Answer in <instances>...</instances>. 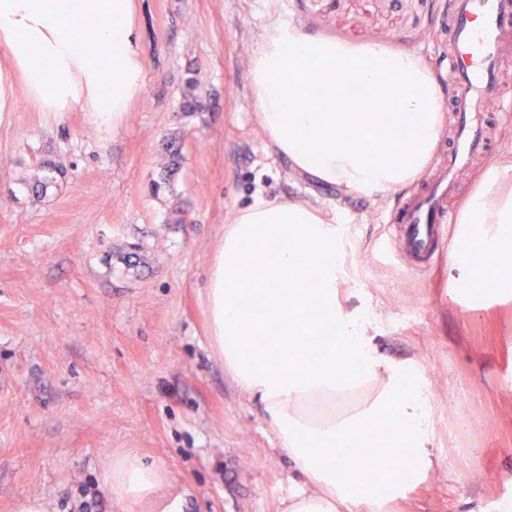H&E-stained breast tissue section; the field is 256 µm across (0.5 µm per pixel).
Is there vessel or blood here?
<instances>
[{"mask_svg":"<svg viewBox=\"0 0 512 512\" xmlns=\"http://www.w3.org/2000/svg\"><path fill=\"white\" fill-rule=\"evenodd\" d=\"M511 38L512 0H452L448 82L463 88L464 104L457 110L448 174L441 176L427 199L407 203L393 219L408 267L417 269L434 260L443 226L454 221L453 211L443 203L451 187L449 174L466 168L470 158L487 144L485 104L505 97L501 61L505 43Z\"/></svg>","mask_w":512,"mask_h":512,"instance_id":"b4317fda","label":"vessel or blood"}]
</instances>
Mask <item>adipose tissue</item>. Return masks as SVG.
Instances as JSON below:
<instances>
[{
  "label": "adipose tissue",
  "instance_id": "obj_1",
  "mask_svg": "<svg viewBox=\"0 0 512 512\" xmlns=\"http://www.w3.org/2000/svg\"><path fill=\"white\" fill-rule=\"evenodd\" d=\"M273 23L252 59L251 87L268 146L291 170L373 197L409 186L445 128V92L422 57L375 43L307 34L266 0ZM84 48L73 36L85 24ZM0 112L26 99L40 112L97 113L120 129L141 96L146 64L136 0H0ZM384 112L352 107L355 97ZM385 139L387 150L370 152ZM481 243L494 271L476 275ZM342 237L325 209L255 201L224 231L207 292L210 340L237 385L262 406L301 483L283 512H386L424 480L434 460L433 407L415 360L382 353L369 309L342 303ZM512 164L490 166L463 204L448 260V296L469 311L512 299ZM481 289L468 291L472 280ZM276 345L268 361L251 336ZM397 467L363 479L381 416ZM104 482L127 512H184L163 466L132 449L110 455Z\"/></svg>",
  "mask_w": 512,
  "mask_h": 512
}]
</instances>
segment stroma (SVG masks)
Segmentation results:
<instances>
[{
	"label": "stroma",
	"instance_id": "obj_1",
	"mask_svg": "<svg viewBox=\"0 0 512 512\" xmlns=\"http://www.w3.org/2000/svg\"><path fill=\"white\" fill-rule=\"evenodd\" d=\"M450 0H280L306 33L418 52L445 78ZM147 62L142 95L113 130L90 112L0 114V512H123L102 481L107 457L137 449L164 464L186 512H281L294 474L274 452L261 404L209 340L215 249L242 209L303 199L336 214L345 237L340 298L371 299L384 353L417 361L435 408L436 472L399 512H500L512 495V304L477 319L448 299L455 225L442 257L410 275L375 243L434 163L373 199L316 184L274 154L251 96L250 58L269 26L264 0H137ZM205 106L180 108L187 78ZM180 145L166 177L160 156ZM512 160L492 138L458 173L460 209L487 167ZM47 182L36 192L35 181ZM466 404L474 422L449 439Z\"/></svg>",
	"mask_w": 512,
	"mask_h": 512
}]
</instances>
